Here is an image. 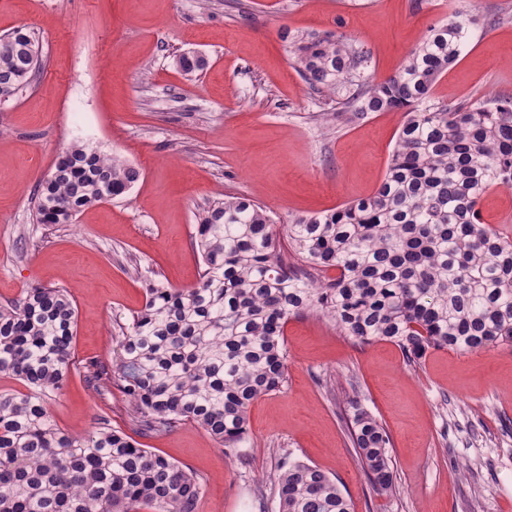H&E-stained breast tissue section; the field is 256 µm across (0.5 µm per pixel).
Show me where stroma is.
I'll return each instance as SVG.
<instances>
[{
	"instance_id": "stroma-1",
	"label": "stroma",
	"mask_w": 512,
	"mask_h": 512,
	"mask_svg": "<svg viewBox=\"0 0 512 512\" xmlns=\"http://www.w3.org/2000/svg\"><path fill=\"white\" fill-rule=\"evenodd\" d=\"M458 12L496 22L472 26L432 103L512 97V0H0V35L33 31L41 61L0 102V304L34 286L69 291L75 365L51 402L63 430L78 436L105 418L188 467L202 484L196 512H278L276 477L292 458L338 478L354 512H512L510 344L433 349L413 364L392 343L353 342L328 316L292 318L287 381L252 404L235 455L192 422L144 435L120 390L85 380L86 366L111 362L118 324L142 309L150 284H196L193 236L212 201L248 198L282 233L383 180L402 113L346 121L296 71L291 36L363 47L379 82ZM188 52L206 59L203 71L176 67ZM76 142L120 157L139 179L70 223H37V186ZM480 209L512 241V188H492ZM353 398L391 438L393 492L377 493L358 463Z\"/></svg>"
}]
</instances>
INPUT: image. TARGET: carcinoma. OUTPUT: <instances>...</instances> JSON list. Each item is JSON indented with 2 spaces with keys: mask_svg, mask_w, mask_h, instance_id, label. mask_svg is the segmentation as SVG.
<instances>
[{
  "mask_svg": "<svg viewBox=\"0 0 512 512\" xmlns=\"http://www.w3.org/2000/svg\"><path fill=\"white\" fill-rule=\"evenodd\" d=\"M474 18L433 27L399 72L373 83L367 52L328 35L292 37L293 64L352 119L401 111L385 176L369 197L288 225V243L311 280L288 263L267 209L226 196L200 217L203 264L191 288L153 284L144 307L120 327L115 358L89 382L117 387L144 434L190 421L228 453L245 442L250 406L287 376L288 320L326 312L360 344L387 341L412 363L430 349L476 352L512 344V242L484 224L480 203L512 186V99L429 104L437 79L460 55ZM37 40L20 28L0 38V101L28 86ZM188 74L206 66L183 54ZM139 171L76 142L38 185L36 220L59 224L130 190ZM76 310L61 288L35 287L0 305V512H196L199 478L99 421L82 436L61 429L50 400L73 363ZM349 437L370 484L394 489L391 440L351 401ZM279 512H351L336 479L292 461L278 479Z\"/></svg>",
  "mask_w": 512,
  "mask_h": 512,
  "instance_id": "cac0c4a2",
  "label": "carcinoma"
}]
</instances>
